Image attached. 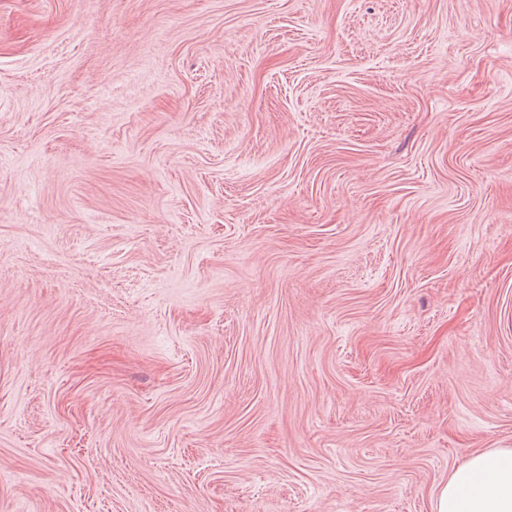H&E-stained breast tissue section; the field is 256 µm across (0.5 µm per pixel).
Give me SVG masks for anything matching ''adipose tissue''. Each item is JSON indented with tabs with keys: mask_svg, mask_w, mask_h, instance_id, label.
<instances>
[{
	"mask_svg": "<svg viewBox=\"0 0 512 512\" xmlns=\"http://www.w3.org/2000/svg\"><path fill=\"white\" fill-rule=\"evenodd\" d=\"M434 512H512V448L475 454L449 475Z\"/></svg>",
	"mask_w": 512,
	"mask_h": 512,
	"instance_id": "1",
	"label": "adipose tissue"
}]
</instances>
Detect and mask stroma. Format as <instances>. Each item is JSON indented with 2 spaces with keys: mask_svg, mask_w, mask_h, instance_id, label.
Instances as JSON below:
<instances>
[{
  "mask_svg": "<svg viewBox=\"0 0 512 512\" xmlns=\"http://www.w3.org/2000/svg\"><path fill=\"white\" fill-rule=\"evenodd\" d=\"M512 448V0H0V512H433Z\"/></svg>",
  "mask_w": 512,
  "mask_h": 512,
  "instance_id": "obj_1",
  "label": "stroma"
}]
</instances>
